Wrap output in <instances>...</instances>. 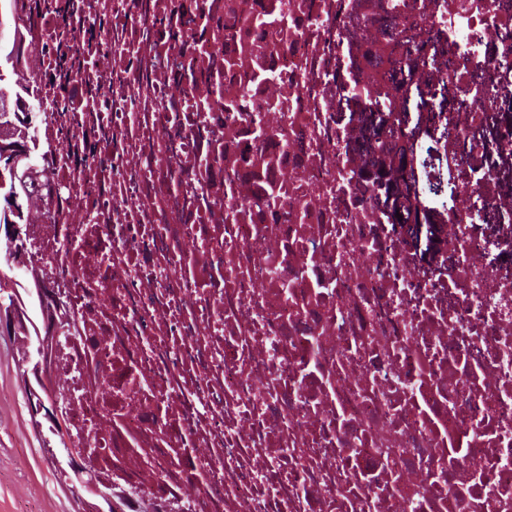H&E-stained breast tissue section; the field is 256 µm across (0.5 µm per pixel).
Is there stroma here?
Masks as SVG:
<instances>
[{
    "label": "stroma",
    "mask_w": 512,
    "mask_h": 512,
    "mask_svg": "<svg viewBox=\"0 0 512 512\" xmlns=\"http://www.w3.org/2000/svg\"><path fill=\"white\" fill-rule=\"evenodd\" d=\"M16 350L0 331V512H80L79 483L60 480L31 418Z\"/></svg>",
    "instance_id": "35a3bbf8"
}]
</instances>
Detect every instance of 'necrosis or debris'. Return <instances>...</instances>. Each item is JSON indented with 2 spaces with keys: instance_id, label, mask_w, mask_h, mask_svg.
Instances as JSON below:
<instances>
[{
  "instance_id": "4bbe7bcc",
  "label": "necrosis or debris",
  "mask_w": 512,
  "mask_h": 512,
  "mask_svg": "<svg viewBox=\"0 0 512 512\" xmlns=\"http://www.w3.org/2000/svg\"><path fill=\"white\" fill-rule=\"evenodd\" d=\"M15 12L38 136L0 149L40 187L0 245L24 322L66 306L41 377L127 512H512V0ZM232 54L271 73L244 112Z\"/></svg>"
}]
</instances>
